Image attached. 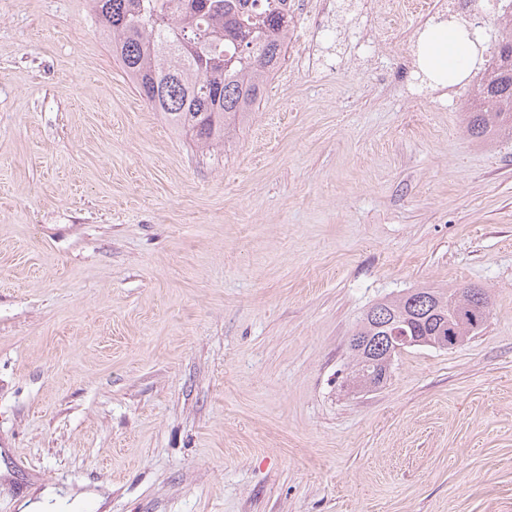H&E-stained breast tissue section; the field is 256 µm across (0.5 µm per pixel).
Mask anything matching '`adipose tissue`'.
Wrapping results in <instances>:
<instances>
[{
  "instance_id": "adipose-tissue-1",
  "label": "adipose tissue",
  "mask_w": 512,
  "mask_h": 512,
  "mask_svg": "<svg viewBox=\"0 0 512 512\" xmlns=\"http://www.w3.org/2000/svg\"><path fill=\"white\" fill-rule=\"evenodd\" d=\"M466 40V28L455 21L432 28L421 49V61L426 71L432 75L446 76L451 84L462 80L466 71L459 65V52Z\"/></svg>"
}]
</instances>
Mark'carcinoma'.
I'll return each mask as SVG.
<instances>
[{"instance_id": "cac0c4a2", "label": "carcinoma", "mask_w": 512, "mask_h": 512, "mask_svg": "<svg viewBox=\"0 0 512 512\" xmlns=\"http://www.w3.org/2000/svg\"><path fill=\"white\" fill-rule=\"evenodd\" d=\"M112 53L155 111L201 150L224 144L248 121L278 68L289 32L286 0H89ZM467 132L475 139L512 136V31L499 43L469 104ZM490 313V296L474 288H413L371 306L350 346V382L371 391L393 359L390 337L414 336L418 347L448 348L478 335Z\"/></svg>"}]
</instances>
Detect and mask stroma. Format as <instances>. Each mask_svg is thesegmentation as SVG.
Here are the masks:
<instances>
[{
  "instance_id": "obj_1",
  "label": "stroma",
  "mask_w": 512,
  "mask_h": 512,
  "mask_svg": "<svg viewBox=\"0 0 512 512\" xmlns=\"http://www.w3.org/2000/svg\"><path fill=\"white\" fill-rule=\"evenodd\" d=\"M332 2L202 156L88 0H0V512H512V137L466 132L499 23L417 102ZM462 286L481 333L348 385L369 307Z\"/></svg>"
}]
</instances>
